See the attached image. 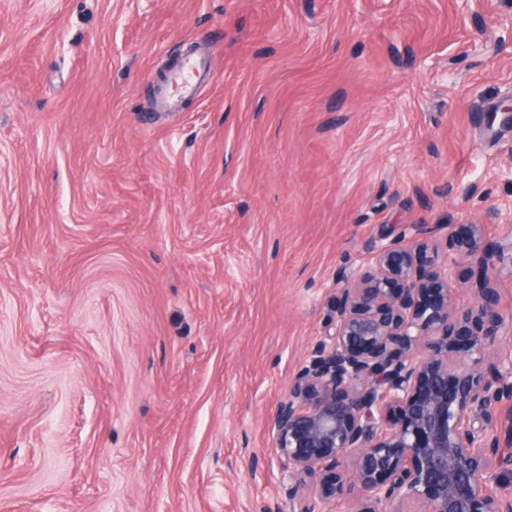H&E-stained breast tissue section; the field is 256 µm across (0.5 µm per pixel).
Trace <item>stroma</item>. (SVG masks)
<instances>
[{"label": "stroma", "instance_id": "1", "mask_svg": "<svg viewBox=\"0 0 512 512\" xmlns=\"http://www.w3.org/2000/svg\"><path fill=\"white\" fill-rule=\"evenodd\" d=\"M510 99L512 0H0V512L285 500L342 277L512 233ZM203 67L204 63L201 59H192L172 75L170 84L182 94H194L196 91L195 82L205 77Z\"/></svg>", "mask_w": 512, "mask_h": 512}]
</instances>
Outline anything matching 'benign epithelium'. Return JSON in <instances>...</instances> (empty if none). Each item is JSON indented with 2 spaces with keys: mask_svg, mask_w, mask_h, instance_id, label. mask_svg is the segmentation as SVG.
<instances>
[{
  "mask_svg": "<svg viewBox=\"0 0 512 512\" xmlns=\"http://www.w3.org/2000/svg\"><path fill=\"white\" fill-rule=\"evenodd\" d=\"M406 236L374 246L342 278L336 321L267 418L288 512H512L498 492L512 446V318L494 280L512 243L481 225L451 229L445 248ZM469 263L470 298L448 294Z\"/></svg>",
  "mask_w": 512,
  "mask_h": 512,
  "instance_id": "obj_1",
  "label": "benign epithelium"
}]
</instances>
